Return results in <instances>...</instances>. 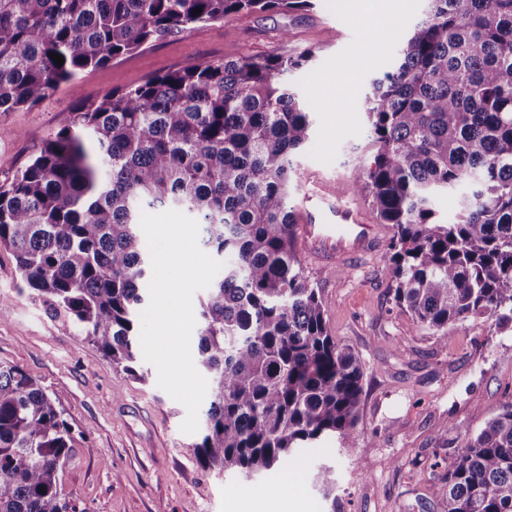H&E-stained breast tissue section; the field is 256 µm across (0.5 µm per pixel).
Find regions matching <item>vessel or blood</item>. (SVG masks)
Instances as JSON below:
<instances>
[{
    "label": "vessel or blood",
    "instance_id": "obj_1",
    "mask_svg": "<svg viewBox=\"0 0 512 512\" xmlns=\"http://www.w3.org/2000/svg\"><path fill=\"white\" fill-rule=\"evenodd\" d=\"M296 240L305 257L325 270L351 267L373 257L386 240L365 203L313 181L297 208Z\"/></svg>",
    "mask_w": 512,
    "mask_h": 512
}]
</instances>
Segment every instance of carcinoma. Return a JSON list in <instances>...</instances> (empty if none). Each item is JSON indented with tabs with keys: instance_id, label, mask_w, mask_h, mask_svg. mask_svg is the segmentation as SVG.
Listing matches in <instances>:
<instances>
[{
	"instance_id": "obj_1",
	"label": "carcinoma",
	"mask_w": 512,
	"mask_h": 512,
	"mask_svg": "<svg viewBox=\"0 0 512 512\" xmlns=\"http://www.w3.org/2000/svg\"><path fill=\"white\" fill-rule=\"evenodd\" d=\"M427 2L362 101L368 158L349 189L391 228L396 303L445 346L471 318L512 323V0ZM308 3L0 0V112L73 93L82 73L197 25ZM313 57L202 59L85 100L0 185V248L21 279L141 381L142 210L191 214L202 244L233 257L199 310L209 400L196 448L210 470L262 476L322 437L357 440L362 367L328 331L289 205L311 122L284 76ZM472 179L454 218L437 220L434 197ZM449 429L463 445L438 488L443 512H512V401L476 436ZM72 448L41 382L0 361V512H76L59 491ZM314 480L336 512L333 469Z\"/></svg>"
}]
</instances>
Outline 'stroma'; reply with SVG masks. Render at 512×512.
<instances>
[{
    "label": "stroma",
    "mask_w": 512,
    "mask_h": 512,
    "mask_svg": "<svg viewBox=\"0 0 512 512\" xmlns=\"http://www.w3.org/2000/svg\"><path fill=\"white\" fill-rule=\"evenodd\" d=\"M425 0H386L384 21L360 0H316L314 7L225 18L151 42L86 74L78 93L60 90L36 106L0 114V184L9 183L66 126L81 100L231 54L291 56L310 48L311 65L290 74L314 115L313 135L297 157L300 179L315 175L344 188L367 135L362 99L395 64ZM328 330L362 366L357 441L338 438L300 449L287 473L250 480L203 468L200 434H185L183 405L157 385L132 379L97 354L71 318L49 311L21 284L11 252L0 249V360L38 379L71 424L72 458L60 473L76 512H328L313 481L336 470L341 512H442L438 488L448 463L437 447L459 448L449 422L479 432L512 400V323L481 316L448 333L447 345L394 301L389 252L364 269L330 276L311 262Z\"/></svg>",
    "instance_id": "stroma-1"
}]
</instances>
